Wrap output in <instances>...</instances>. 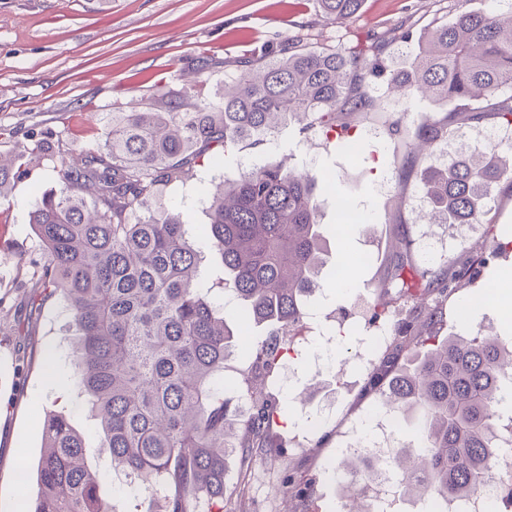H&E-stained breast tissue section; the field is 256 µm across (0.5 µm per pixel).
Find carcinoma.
<instances>
[{"instance_id":"carcinoma-1","label":"carcinoma","mask_w":512,"mask_h":512,"mask_svg":"<svg viewBox=\"0 0 512 512\" xmlns=\"http://www.w3.org/2000/svg\"><path fill=\"white\" fill-rule=\"evenodd\" d=\"M363 0H319L338 24ZM452 22L424 37L406 73L384 71L381 50L406 42L399 25L358 50L295 51L247 59L217 100L188 103L191 93L161 109L114 112L101 141L73 163L54 168L60 189L35 200L31 224L45 251L30 278L32 301L52 297L76 330L72 365L100 426L98 448L124 474L134 494L163 496L165 512H196L189 495L202 491L207 512H224L229 456L284 447L277 427L280 402L270 384L309 316L307 304L326 264L318 221L317 181L286 160L263 164L215 185L202 238L220 258L215 286L240 301L256 322L272 328L269 340L248 352L249 365L231 377L224 370L239 350L240 332L209 301L199 279L204 255L177 213L140 216L162 190L194 176L206 153L223 160L242 141H261L275 124L294 119L302 129L335 132L346 141L353 126L336 114L372 112L369 79L385 77L406 110L422 103L496 99L492 107L457 111L469 121L487 115L512 127V0L508 21L497 10L465 8L457 0ZM448 121L418 127L403 142L406 158L424 165L420 178L428 215L443 224H492L491 186L507 179L512 146L495 143L477 155L459 153L444 167L432 161L447 141ZM15 160L0 157V197L12 188ZM502 252V243L471 251L451 268H419L396 255L377 284L371 320L404 318L367 379L382 404L401 415L423 413L421 446L394 448L371 463L361 456L352 474L370 480L396 468L401 496L468 501L490 487L512 509V473L501 471L500 405L512 391V349L478 331L440 336L443 303L469 285L476 267ZM428 344L404 369L401 351ZM84 437L62 414L48 415L37 468L34 512H112L108 489L90 469Z\"/></svg>"}]
</instances>
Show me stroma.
<instances>
[{
    "mask_svg": "<svg viewBox=\"0 0 512 512\" xmlns=\"http://www.w3.org/2000/svg\"><path fill=\"white\" fill-rule=\"evenodd\" d=\"M454 16V0H364L360 12L341 24L327 22L315 0H0V155L20 154L52 138L59 142L58 158L76 159L99 143L108 113L162 106L192 76L199 77L203 97L218 99L240 59L279 50L295 36L305 51L354 48L399 24L417 35ZM430 116L427 107L409 110L401 100L383 99L381 111L355 121L367 146L359 160L292 121L263 141L240 143L230 168L204 158L190 180L151 203L152 212L182 214L195 236L208 221L214 182L284 159L296 170L336 175L337 188L321 183L316 189L321 223H335L340 192L367 218L348 236L329 238L324 287L310 298L316 312L311 341L299 357L283 361L275 386L282 409L305 402L298 422L280 430L286 448L227 462L224 489L242 494L246 512H284L290 472L311 484L298 512H333L343 497L347 478L336 471L343 435L357 419L361 438H368L378 414L376 396L364 391L375 357L366 315L375 284L394 260L396 233L405 231L415 244L435 241L433 257L415 247L411 259L437 267L486 243V225L421 220L416 164L408 166L404 195L394 189L397 139L388 124L402 118L404 132L411 133ZM493 125L490 118L479 125L454 119L442 154L484 151ZM58 188L52 164H30L0 198V512H17L34 499L51 413L65 414L85 436L88 464L108 485L114 512H164L163 499L129 497L123 476L97 450V422L71 364L74 329L61 303L52 299L35 310L29 302L27 272L44 257L30 211L36 198ZM508 267L512 254L499 255L449 298L443 335L491 327L503 340L512 339V321H504L499 305L486 296Z\"/></svg>",
    "mask_w": 512,
    "mask_h": 512,
    "instance_id": "stroma-1",
    "label": "stroma"
}]
</instances>
